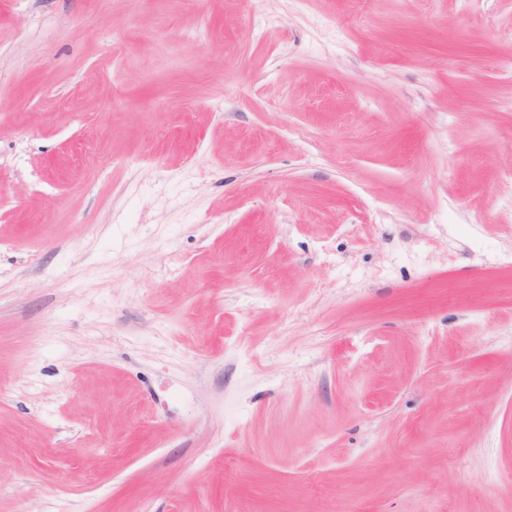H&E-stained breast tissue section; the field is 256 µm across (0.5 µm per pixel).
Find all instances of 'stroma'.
<instances>
[{
    "label": "stroma",
    "mask_w": 512,
    "mask_h": 512,
    "mask_svg": "<svg viewBox=\"0 0 512 512\" xmlns=\"http://www.w3.org/2000/svg\"><path fill=\"white\" fill-rule=\"evenodd\" d=\"M512 0H0V512H512Z\"/></svg>",
    "instance_id": "35a3bbf8"
}]
</instances>
